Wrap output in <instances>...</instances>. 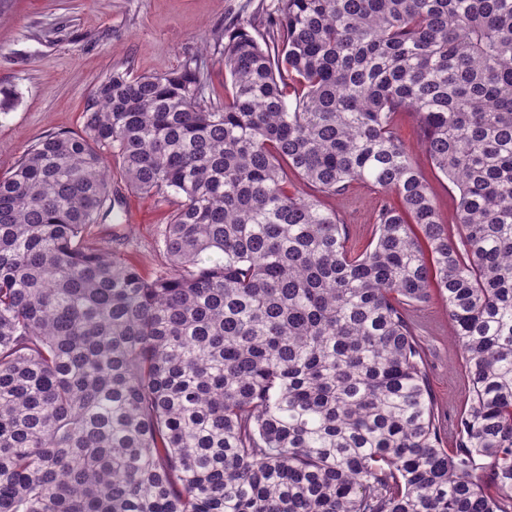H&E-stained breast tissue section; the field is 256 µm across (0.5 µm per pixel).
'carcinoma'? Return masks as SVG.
Wrapping results in <instances>:
<instances>
[{"label":"carcinoma","mask_w":512,"mask_h":512,"mask_svg":"<svg viewBox=\"0 0 512 512\" xmlns=\"http://www.w3.org/2000/svg\"><path fill=\"white\" fill-rule=\"evenodd\" d=\"M222 55L224 101L113 70L0 178V512H512V0H276ZM111 157L169 207L152 279L92 236ZM354 181L400 201L356 254ZM396 132L403 143L413 152L419 169L430 185L442 220L451 224L455 220L458 191L453 184L430 163L420 149V132L415 118L401 112L396 119ZM423 326L425 345L430 352L429 384L439 410L445 415L455 413L467 401V388L451 336L448 313L444 304L434 298L418 314Z\"/></svg>","instance_id":"obj_1"}]
</instances>
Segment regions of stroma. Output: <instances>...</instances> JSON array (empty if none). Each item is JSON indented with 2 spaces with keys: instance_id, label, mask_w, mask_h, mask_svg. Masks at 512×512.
Listing matches in <instances>:
<instances>
[{
  "instance_id": "obj_1",
  "label": "stroma",
  "mask_w": 512,
  "mask_h": 512,
  "mask_svg": "<svg viewBox=\"0 0 512 512\" xmlns=\"http://www.w3.org/2000/svg\"><path fill=\"white\" fill-rule=\"evenodd\" d=\"M273 0H0V176L51 132L79 133L94 86L112 70L134 75L199 68L214 98L224 96V31L241 25L254 36L266 29ZM396 132L413 152L445 223L455 220L458 191L420 149L412 114ZM117 221L100 225L107 246L149 276L165 262L156 245L166 216L155 197L132 192L119 163L111 165ZM382 195L356 182L339 197L323 198L349 228L347 247L365 249ZM429 350V384L440 410L467 401L448 313L433 299L418 315Z\"/></svg>"
}]
</instances>
